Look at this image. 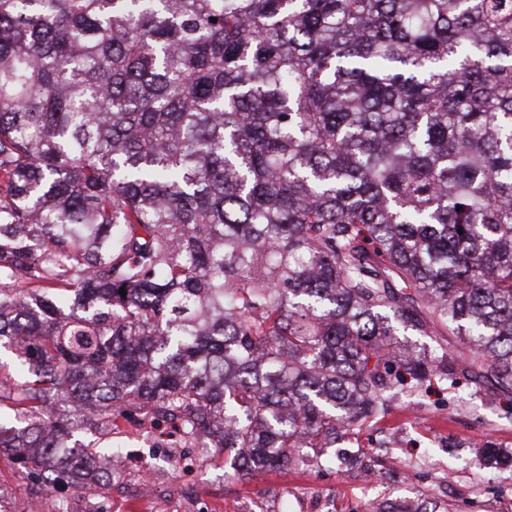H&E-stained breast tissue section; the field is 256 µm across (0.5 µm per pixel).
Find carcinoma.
I'll list each match as a JSON object with an SVG mask.
<instances>
[{"mask_svg": "<svg viewBox=\"0 0 512 512\" xmlns=\"http://www.w3.org/2000/svg\"><path fill=\"white\" fill-rule=\"evenodd\" d=\"M3 355L48 491L137 415L241 476L434 377L511 415L512 0H0Z\"/></svg>", "mask_w": 512, "mask_h": 512, "instance_id": "carcinoma-1", "label": "carcinoma"}]
</instances>
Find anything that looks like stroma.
Wrapping results in <instances>:
<instances>
[{
  "instance_id": "stroma-1",
  "label": "stroma",
  "mask_w": 512,
  "mask_h": 512,
  "mask_svg": "<svg viewBox=\"0 0 512 512\" xmlns=\"http://www.w3.org/2000/svg\"><path fill=\"white\" fill-rule=\"evenodd\" d=\"M119 454L106 462L112 488L97 493L106 512H374L382 503L427 501L437 512H512V467L475 458L474 442L512 455V417L467 381L433 380L418 394L401 392L387 409L355 427L343 442L358 465L339 469L310 451L302 469L235 475L223 449L203 464L178 449L161 465L152 441L137 429L116 435ZM36 478L0 457V512H29Z\"/></svg>"
}]
</instances>
